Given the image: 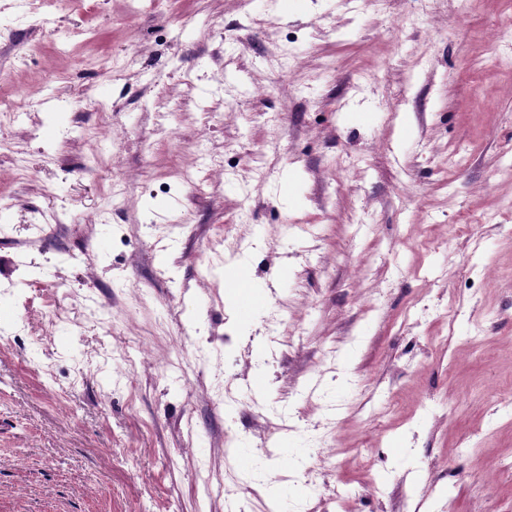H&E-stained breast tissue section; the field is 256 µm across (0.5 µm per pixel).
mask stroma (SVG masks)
<instances>
[{"label": "stroma", "instance_id": "1", "mask_svg": "<svg viewBox=\"0 0 512 512\" xmlns=\"http://www.w3.org/2000/svg\"><path fill=\"white\" fill-rule=\"evenodd\" d=\"M510 199L512 0H0V512H512Z\"/></svg>", "mask_w": 512, "mask_h": 512}]
</instances>
